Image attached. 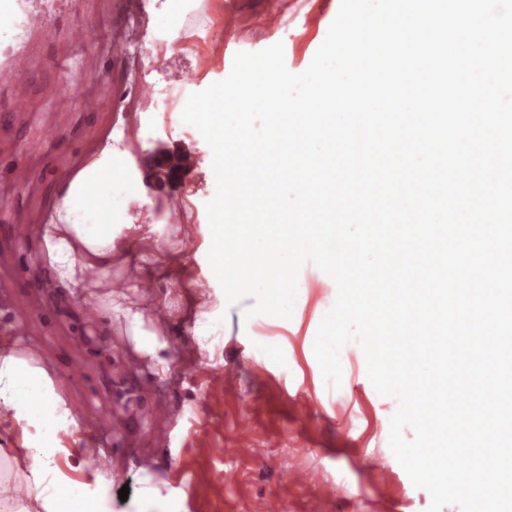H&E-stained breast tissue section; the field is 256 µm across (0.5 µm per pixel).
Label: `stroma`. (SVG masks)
I'll return each instance as SVG.
<instances>
[{
	"label": "stroma",
	"instance_id": "obj_1",
	"mask_svg": "<svg viewBox=\"0 0 512 512\" xmlns=\"http://www.w3.org/2000/svg\"><path fill=\"white\" fill-rule=\"evenodd\" d=\"M128 0H26L36 23L56 33L33 36L30 70L0 84V353L34 356L77 417L98 411L119 447L112 464L61 457L56 466L75 484L103 474L108 512H135L155 488L176 512H264L268 500L286 512H426L431 497L415 488L390 446L398 402L380 395L358 343L341 351V388L327 385L313 343L337 287L324 271L299 288L291 318L246 317L251 299L227 305L208 263L206 204L216 191L213 153L180 113L140 109L128 92L133 69L162 90L201 91L228 76L236 52L284 44L289 71L307 69L340 0H279V29L263 20L267 0H194L176 26L163 25L168 0H139L136 40L125 29ZM167 49L156 52L158 41ZM214 53L208 71L197 54ZM69 89L58 110L48 88ZM98 100L85 111L83 97ZM125 154L140 201L123 212L118 239L131 225H155L156 242L135 246L112 263V289H99L97 317L85 295L61 286L42 249L63 190L104 142ZM34 181L12 179L19 165ZM30 216L17 224L14 212ZM197 256L185 255V241ZM123 299L167 347L161 358L141 350L128 322L111 311ZM167 367H160V360ZM253 441L239 445L241 424ZM166 431L169 442L155 438ZM22 431L0 423V479L23 484L31 461L19 453ZM295 465L319 474L332 496L299 487L281 474ZM390 471L378 482V468ZM128 488L127 500L118 492Z\"/></svg>",
	"mask_w": 512,
	"mask_h": 512
}]
</instances>
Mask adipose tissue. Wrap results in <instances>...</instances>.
Wrapping results in <instances>:
<instances>
[{
    "mask_svg": "<svg viewBox=\"0 0 512 512\" xmlns=\"http://www.w3.org/2000/svg\"><path fill=\"white\" fill-rule=\"evenodd\" d=\"M138 197L125 157L104 144L69 183L55 219L41 227L49 263L66 287L90 294L99 288L117 248L112 225L125 204ZM4 420L21 427L25 454L42 462L25 481L28 496L42 512H59L65 500L72 512H82L83 502L94 494L92 485L74 489L71 481L47 466L66 453L63 437L78 438L81 425L47 370L11 353L0 354V421Z\"/></svg>",
    "mask_w": 512,
    "mask_h": 512,
    "instance_id": "1",
    "label": "adipose tissue"
}]
</instances>
